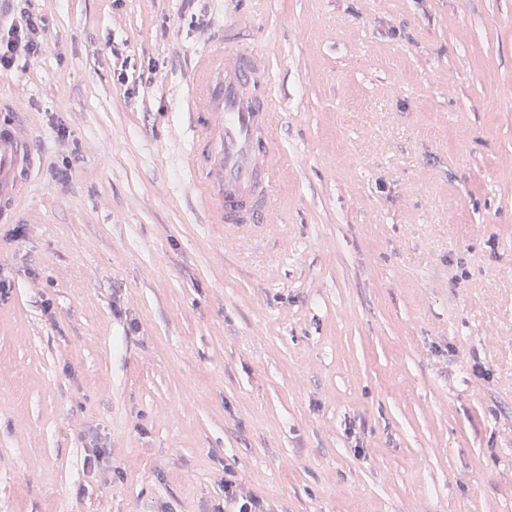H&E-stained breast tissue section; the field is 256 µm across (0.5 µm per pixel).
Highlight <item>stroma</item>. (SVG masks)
Returning <instances> with one entry per match:
<instances>
[{
  "mask_svg": "<svg viewBox=\"0 0 512 512\" xmlns=\"http://www.w3.org/2000/svg\"><path fill=\"white\" fill-rule=\"evenodd\" d=\"M32 7L47 50L0 71L38 151L0 223V512H215L229 473L268 512H512V0ZM223 23L287 158L246 237L185 164Z\"/></svg>",
  "mask_w": 512,
  "mask_h": 512,
  "instance_id": "stroma-1",
  "label": "stroma"
}]
</instances>
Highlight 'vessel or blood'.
<instances>
[{
	"label": "vessel or blood",
	"instance_id": "obj_1",
	"mask_svg": "<svg viewBox=\"0 0 512 512\" xmlns=\"http://www.w3.org/2000/svg\"><path fill=\"white\" fill-rule=\"evenodd\" d=\"M266 57L222 28L187 79L185 115L191 134L186 164L210 224L249 229L275 223L273 178L286 158L273 145L277 107L267 93ZM30 116L0 96V223H12L34 180Z\"/></svg>",
	"mask_w": 512,
	"mask_h": 512
}]
</instances>
